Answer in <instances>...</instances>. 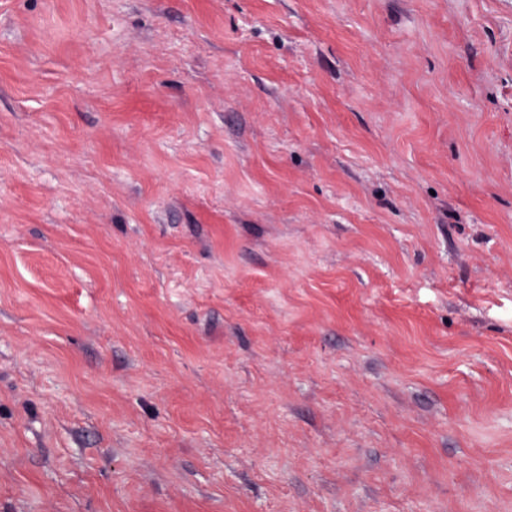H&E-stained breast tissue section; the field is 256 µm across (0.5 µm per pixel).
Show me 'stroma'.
<instances>
[{"instance_id":"obj_1","label":"stroma","mask_w":512,"mask_h":512,"mask_svg":"<svg viewBox=\"0 0 512 512\" xmlns=\"http://www.w3.org/2000/svg\"><path fill=\"white\" fill-rule=\"evenodd\" d=\"M0 512H512V0H0Z\"/></svg>"}]
</instances>
